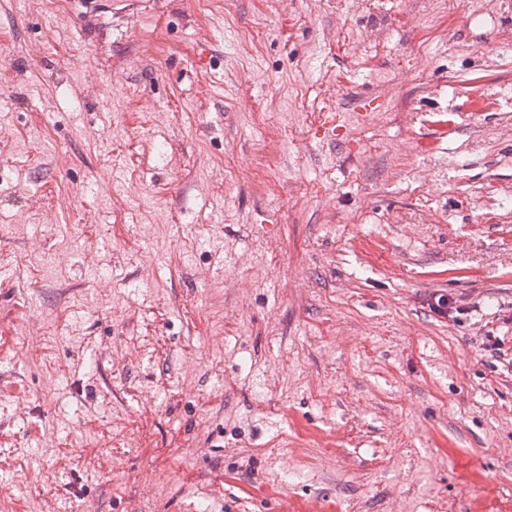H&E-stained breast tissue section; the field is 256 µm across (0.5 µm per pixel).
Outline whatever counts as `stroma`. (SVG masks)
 <instances>
[{"label": "stroma", "instance_id": "1", "mask_svg": "<svg viewBox=\"0 0 512 512\" xmlns=\"http://www.w3.org/2000/svg\"><path fill=\"white\" fill-rule=\"evenodd\" d=\"M488 335L512 0H0V512H512Z\"/></svg>", "mask_w": 512, "mask_h": 512}]
</instances>
